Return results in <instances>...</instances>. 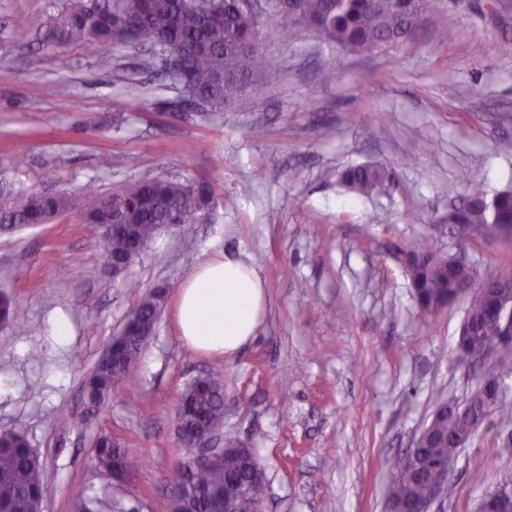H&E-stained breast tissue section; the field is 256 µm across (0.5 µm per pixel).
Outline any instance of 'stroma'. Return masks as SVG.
I'll return each mask as SVG.
<instances>
[{"instance_id":"1","label":"stroma","mask_w":512,"mask_h":512,"mask_svg":"<svg viewBox=\"0 0 512 512\" xmlns=\"http://www.w3.org/2000/svg\"><path fill=\"white\" fill-rule=\"evenodd\" d=\"M431 0L455 31L427 21L397 48L353 53L317 33L266 43L286 71L247 105L187 107L145 51L98 54L46 34L69 0H0V186L81 200L131 180L196 177L217 200L191 230L163 228L123 278L105 265L102 231L73 210L0 230V294L19 316L0 324V431L22 432L44 464L42 512H170L165 474L190 458L176 406L200 372L225 370L227 448H251L266 472L265 512H388L391 458L411 448L444 403L476 388L461 360L467 308L434 316L415 299L404 256L435 238L442 256L482 273L512 265V240L448 230L464 179L512 186V0ZM334 64L336 77L322 71ZM374 164L389 179L369 197L340 176ZM247 260L267 286L255 338L206 356L177 333V287L209 257ZM166 297L133 382L90 409L84 381L139 301ZM65 318L69 333L56 335ZM496 413L460 448L430 512H475L512 478V376ZM108 435L143 459L129 482L94 461Z\"/></svg>"}]
</instances>
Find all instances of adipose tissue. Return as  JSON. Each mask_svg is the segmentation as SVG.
<instances>
[{
    "label": "adipose tissue",
    "mask_w": 512,
    "mask_h": 512,
    "mask_svg": "<svg viewBox=\"0 0 512 512\" xmlns=\"http://www.w3.org/2000/svg\"><path fill=\"white\" fill-rule=\"evenodd\" d=\"M266 285L244 260L228 255L198 264L184 280L177 329L189 347L234 355L255 335L264 315Z\"/></svg>",
    "instance_id": "1"
}]
</instances>
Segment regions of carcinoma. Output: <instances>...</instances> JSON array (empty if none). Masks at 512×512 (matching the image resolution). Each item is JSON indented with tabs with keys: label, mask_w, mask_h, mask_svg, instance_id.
Instances as JSON below:
<instances>
[{
	"label": "carcinoma",
	"mask_w": 512,
	"mask_h": 512,
	"mask_svg": "<svg viewBox=\"0 0 512 512\" xmlns=\"http://www.w3.org/2000/svg\"><path fill=\"white\" fill-rule=\"evenodd\" d=\"M222 12L208 16L195 0H70L50 26L52 33L67 43L108 49L125 44V33L136 28V43L160 55L161 46L174 45L187 60L191 86L187 95L211 107L243 101L259 84L278 87L283 81L279 70L266 59L263 42L271 35L285 44L298 39L302 28L316 31L327 43L352 52H373L380 46H396L411 35V26L424 13L443 41L452 39L445 17L431 9L429 0H280L277 21L267 28L260 14L244 9L239 0H222ZM385 171L373 165H359L344 171L341 179L363 196L371 195L383 181ZM189 180L150 179L130 181L116 190L102 193L90 182L84 187L88 204L85 220L94 223L97 208L108 203L118 211L130 203L140 204L129 217L128 230L103 237L105 260L122 257L136 248L149 245L162 225L178 214L183 223L193 224L214 205V195L202 180L196 188ZM72 200L63 193L48 195L33 192L14 206H0V224L28 226L50 222L70 209ZM448 224L465 228L483 225L502 237H512V188L489 191L470 180L460 204L448 211ZM454 258L437 259L423 267L418 280V300L422 312L435 315L454 302L460 293L469 296L464 323L468 326L463 355L470 361L486 358L490 344L512 332L509 309L493 317L487 314L488 296L484 285L452 270ZM158 294L144 298L136 308L143 320L159 313ZM19 308L8 295H0V322L17 318ZM143 337H123L122 357L101 356L85 382L91 407L120 384L131 382L132 367L141 351ZM512 369V352L484 363L479 383H495ZM179 406L187 407L198 424L219 430L224 424V385L217 372L193 379L180 396ZM485 403L469 398L457 412L426 428L422 447L396 455L390 460L392 481L389 502L413 508L429 506L433 491L423 476V468L457 454L458 444L486 422ZM95 460L110 474L134 473L143 461L123 448L115 447L110 437L97 442ZM174 489L189 485L193 498L188 512H262L267 492L264 480H256L244 459L235 452L224 454L222 465L203 470H187V464L173 469L169 476ZM50 495L43 466L25 436L17 431L0 433V512H36Z\"/></svg>",
	"instance_id": "cac0c4a2"
}]
</instances>
